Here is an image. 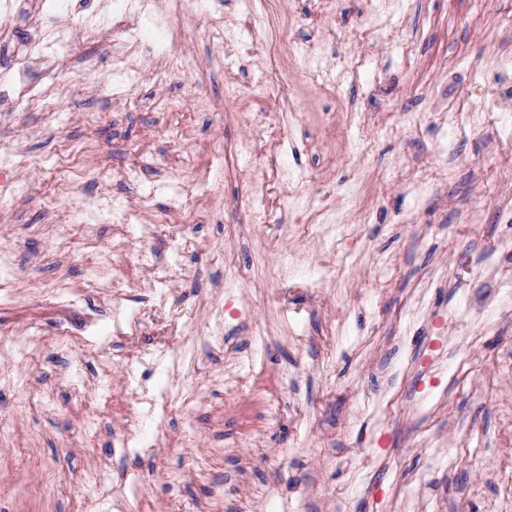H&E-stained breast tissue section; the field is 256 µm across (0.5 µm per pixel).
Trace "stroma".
Here are the masks:
<instances>
[{
	"label": "stroma",
	"instance_id": "35a3bbf8",
	"mask_svg": "<svg viewBox=\"0 0 512 512\" xmlns=\"http://www.w3.org/2000/svg\"><path fill=\"white\" fill-rule=\"evenodd\" d=\"M60 2L37 0L35 21L18 16L0 34V157L13 154L21 186L0 196V252L15 259L0 297V369L21 372L30 399L15 409L21 392L0 383V512H266L269 495L280 512H354L363 499L373 512H501L512 498V308L483 321L498 282L470 263L512 235L501 219L512 209V171L502 169L512 147L481 120L495 76L512 74V0H285L290 38L319 37L349 70L336 101L309 104L329 108L343 152L320 149L313 127L290 118L303 83L256 99L246 115L225 99V83L249 87L269 68L271 34L247 21L257 0H205L186 19L233 25L230 37L185 45L201 82L173 69L170 36L153 23L126 48L108 29L87 36ZM63 23L68 52L16 58L19 41ZM62 73L70 107L48 126L40 94ZM105 98L102 129L85 125ZM169 98L183 110L162 112ZM241 141L251 149L227 173L211 149ZM188 154L199 168L184 167ZM282 163L304 174L302 197L281 183L266 222H252L251 183ZM417 170L432 179L418 200L407 187ZM204 177L223 180L224 195L201 219ZM64 181L77 188L62 198ZM101 196L110 205L80 227L82 249L57 254L59 225ZM174 229L194 251L167 248ZM146 242L178 273L161 311L135 261ZM97 252L120 267L115 300L51 298L57 281L80 283ZM290 252L303 260L300 279L317 283L294 316L275 301L274 271ZM217 314L222 341L183 365L178 354ZM61 327L69 353L18 362L8 350L13 332ZM137 354L144 364L128 365ZM81 367L106 390H73ZM271 391L281 404L272 426L262 418ZM145 395L168 401L157 446L116 447ZM207 452L211 470L193 471L191 458ZM97 469L115 489L104 504L84 488ZM419 471L428 482L408 489Z\"/></svg>",
	"mask_w": 512,
	"mask_h": 512
}]
</instances>
